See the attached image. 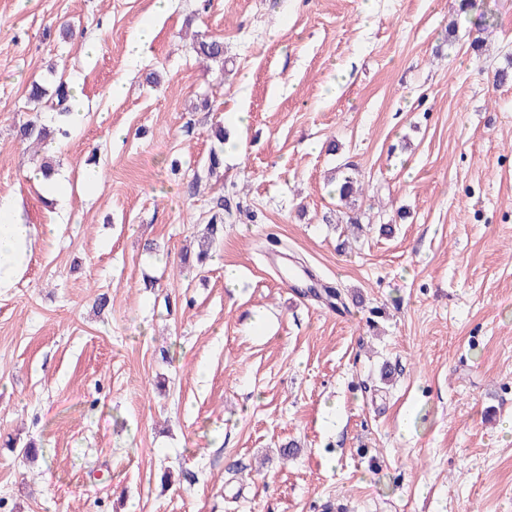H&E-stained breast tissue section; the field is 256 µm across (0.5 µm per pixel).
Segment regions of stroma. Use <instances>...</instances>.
<instances>
[{
    "instance_id": "35a3bbf8",
    "label": "stroma",
    "mask_w": 512,
    "mask_h": 512,
    "mask_svg": "<svg viewBox=\"0 0 512 512\" xmlns=\"http://www.w3.org/2000/svg\"><path fill=\"white\" fill-rule=\"evenodd\" d=\"M154 3L0 0V196L38 229L0 289V512H512V0ZM62 81L57 200L17 131ZM210 216L206 222V240H204V245H202V251L198 254V261L203 262V259H206L208 254V250L214 246L217 232H218V224H224V199L217 198L213 202V206L208 211ZM205 246V249L203 248Z\"/></svg>"
}]
</instances>
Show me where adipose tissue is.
<instances>
[{"label":"adipose tissue","mask_w":512,"mask_h":512,"mask_svg":"<svg viewBox=\"0 0 512 512\" xmlns=\"http://www.w3.org/2000/svg\"><path fill=\"white\" fill-rule=\"evenodd\" d=\"M12 206L10 197L0 196V289L11 287L26 267L36 234L34 226L12 218Z\"/></svg>","instance_id":"ef3b65f1"}]
</instances>
